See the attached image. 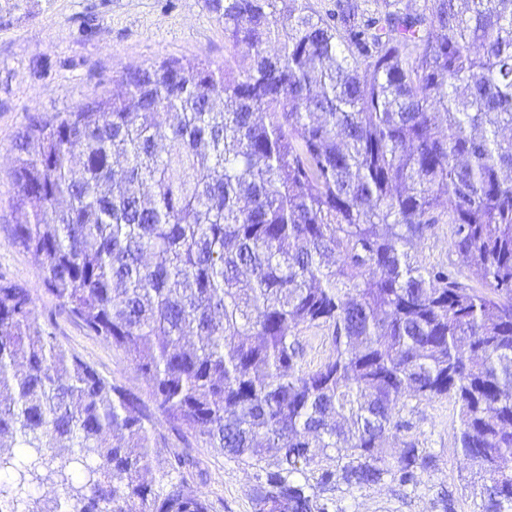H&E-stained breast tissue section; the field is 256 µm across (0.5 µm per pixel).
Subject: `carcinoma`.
Instances as JSON below:
<instances>
[{"label":"carcinoma","instance_id":"obj_1","mask_svg":"<svg viewBox=\"0 0 512 512\" xmlns=\"http://www.w3.org/2000/svg\"><path fill=\"white\" fill-rule=\"evenodd\" d=\"M210 7L248 62L128 71L16 145V244L148 401L0 277V512H212L195 458H155L159 421L252 478L255 512H344L340 486L434 466L378 451L406 397L454 401L475 512H512V0ZM445 202L483 291L409 253ZM313 329L332 353L307 368Z\"/></svg>","mask_w":512,"mask_h":512}]
</instances>
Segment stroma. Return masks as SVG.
I'll list each match as a JSON object with an SVG mask.
<instances>
[{"mask_svg":"<svg viewBox=\"0 0 512 512\" xmlns=\"http://www.w3.org/2000/svg\"><path fill=\"white\" fill-rule=\"evenodd\" d=\"M15 2L14 8L0 10V276L28 290L35 301L36 322L49 328L64 349L139 394L144 385L125 355L86 334L45 291L39 260L13 240L14 225L25 221L24 211L14 206L15 145L31 119H47L98 95L120 93L124 71L171 58L185 63L205 58L220 65L231 55L241 62L246 50L233 48L209 0ZM411 254L426 266L453 260L447 225H435L417 239ZM404 414L412 429L391 434L385 451L415 441L437 455L435 469L424 474L413 491L387 481L377 488L340 492L344 512H442L438 497L444 491L451 493L455 512H473L470 488L477 474L457 452L455 405L445 399H411ZM185 445L199 462L198 471L186 477L188 490L208 497L213 512H254L251 479L201 440L185 442L171 432L158 451L164 454Z\"/></svg>","mask_w":512,"mask_h":512,"instance_id":"obj_1","label":"stroma"}]
</instances>
